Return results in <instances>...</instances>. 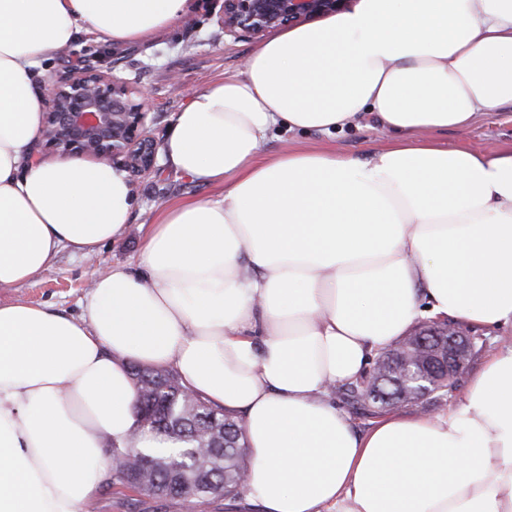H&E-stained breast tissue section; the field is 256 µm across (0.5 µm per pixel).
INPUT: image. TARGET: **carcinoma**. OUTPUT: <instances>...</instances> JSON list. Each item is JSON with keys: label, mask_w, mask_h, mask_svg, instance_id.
I'll list each match as a JSON object with an SVG mask.
<instances>
[{"label": "carcinoma", "mask_w": 512, "mask_h": 512, "mask_svg": "<svg viewBox=\"0 0 512 512\" xmlns=\"http://www.w3.org/2000/svg\"><path fill=\"white\" fill-rule=\"evenodd\" d=\"M386 357L374 369L373 387L363 381L346 383L344 398L366 416H376L397 405L417 404L418 396L405 389ZM136 402L145 410L138 414L140 428L180 447L149 453L143 465L132 448L109 450L112 481L141 495L176 500L193 509L206 501L234 499L248 471L249 448L239 420L198 396H188L171 369L132 368ZM376 392L379 400L370 397Z\"/></svg>", "instance_id": "cac0c4a2"}]
</instances>
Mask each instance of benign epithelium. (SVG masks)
<instances>
[{
  "label": "benign epithelium",
  "instance_id": "1",
  "mask_svg": "<svg viewBox=\"0 0 512 512\" xmlns=\"http://www.w3.org/2000/svg\"><path fill=\"white\" fill-rule=\"evenodd\" d=\"M224 33L259 38L338 11L344 0H223ZM146 93L114 73L109 57L80 74L62 75L48 87L42 146L60 157H82L105 165L122 164L146 175L156 168L159 146L148 133ZM414 335L435 345L401 357L396 366L409 390L428 395L431 373L448 370V383L463 374L477 337L445 321L418 326Z\"/></svg>",
  "mask_w": 512,
  "mask_h": 512
}]
</instances>
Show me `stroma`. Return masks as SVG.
I'll use <instances>...</instances> for the list:
<instances>
[{"label": "stroma", "instance_id": "35a3bbf8", "mask_svg": "<svg viewBox=\"0 0 512 512\" xmlns=\"http://www.w3.org/2000/svg\"><path fill=\"white\" fill-rule=\"evenodd\" d=\"M255 45V39L225 35L221 0H192L190 12L154 40L115 45L110 49L116 70L133 86L148 90L149 109L154 117L150 134L161 143L168 134L172 115L189 102L192 93L223 73L242 70ZM103 47V42L95 36L81 34L66 53L52 59L47 78L68 70L78 73L95 65ZM437 138L451 147L462 145L488 154L511 146L512 107L483 113L466 130L441 132ZM391 141L390 133L375 121L365 120L330 134L276 129L271 132L265 149L273 152L287 146L307 145L365 158ZM132 182L137 200L123 237L103 245L92 262L62 251L54 267L40 277L18 288L1 290L0 301L22 298L51 305L68 315H78L98 272L137 264L143 243L141 227L153 223L165 204L219 196L218 190L176 174L162 160L151 175L133 177ZM89 512L183 510L175 501L150 499L124 486L102 483L89 504Z\"/></svg>", "mask_w": 512, "mask_h": 512}]
</instances>
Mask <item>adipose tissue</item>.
<instances>
[{"instance_id":"1","label":"adipose tissue","mask_w":512,"mask_h":512,"mask_svg":"<svg viewBox=\"0 0 512 512\" xmlns=\"http://www.w3.org/2000/svg\"><path fill=\"white\" fill-rule=\"evenodd\" d=\"M190 0H0V289L124 234L126 171L40 161L47 63L77 35L146 41ZM512 106V0H356L282 30L176 112L167 165L218 199L162 207L137 267L98 275L80 316L0 303V512H88L105 449L158 448L131 364L174 370L240 419L263 512H512V344L432 414L363 430L335 387L418 319L512 331V146L448 147ZM372 113L362 160L268 152Z\"/></svg>"}]
</instances>
